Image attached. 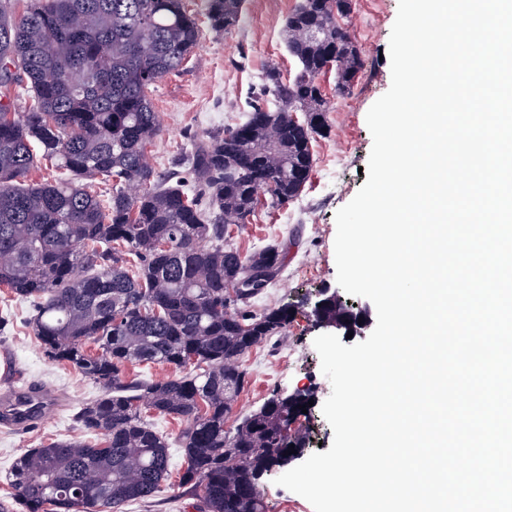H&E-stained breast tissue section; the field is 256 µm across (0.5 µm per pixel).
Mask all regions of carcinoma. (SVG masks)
I'll use <instances>...</instances> for the list:
<instances>
[{
    "label": "carcinoma",
    "mask_w": 512,
    "mask_h": 512,
    "mask_svg": "<svg viewBox=\"0 0 512 512\" xmlns=\"http://www.w3.org/2000/svg\"><path fill=\"white\" fill-rule=\"evenodd\" d=\"M350 0H303L284 36L301 69L272 67L245 119L194 143L159 174L147 148L160 135L150 98L200 43L185 0H0V286L30 302L28 324L48 360L103 389L76 413L99 442L53 441L16 458L13 498L0 512H121L172 478L170 444L150 417L186 422L178 483L201 512H264L260 481L306 445L295 428L311 395L272 391L232 430L224 423L246 384L239 359L288 325L286 307L251 310L280 274L285 252L244 255L230 227L259 206L303 191L314 136L326 129L317 79L336 70L350 92L364 59L336 13ZM241 0H206L224 33ZM26 86L23 112L2 102ZM68 177L28 182L37 159ZM112 183L106 203L88 190ZM129 363L166 366L131 378Z\"/></svg>",
    "instance_id": "cac0c4a2"
}]
</instances>
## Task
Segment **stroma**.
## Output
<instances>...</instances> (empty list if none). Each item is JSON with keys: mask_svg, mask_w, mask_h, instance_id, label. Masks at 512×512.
Wrapping results in <instances>:
<instances>
[{"mask_svg": "<svg viewBox=\"0 0 512 512\" xmlns=\"http://www.w3.org/2000/svg\"><path fill=\"white\" fill-rule=\"evenodd\" d=\"M297 0H243L240 18L229 33L216 34L204 17L202 0H188L198 19L201 39L183 67L156 82L151 93L163 132L148 148L155 171L171 168L173 160L189 150L191 140L215 129L238 123L247 99L256 91L269 67H278L284 77L299 70L290 55L284 28ZM348 30L365 60V66L350 94L337 95L334 72L320 77L326 104V133L312 141L313 168L301 195L285 206L260 210L251 224L232 232V241L242 253L277 245L286 253L280 275L254 299L255 311L286 307L291 312L281 335L252 347L241 358L247 383L237 396L228 418L236 425L258 409L272 391L286 394L312 391L309 407L311 443L307 452L296 454L302 463L308 454L330 449L333 430L322 413L331 384L321 371L314 340L324 329L316 323L307 298L323 289L336 291L351 314L376 322L374 304L349 295L337 283L334 241L335 215L349 203L368 176L372 136L367 112L391 85L389 40L399 0H352ZM338 172H330L333 162ZM9 310L11 324L0 330V401L25 386L45 389L53 405L37 425L17 428L0 422V498L11 493L10 473L15 459L31 448L55 440L81 436L74 415L86 401L100 396L99 386L73 367L49 361L26 323L29 302L13 297L0 287V311ZM281 469L262 478L265 512H314L300 495L277 485Z\"/></svg>", "mask_w": 512, "mask_h": 512, "instance_id": "stroma-1", "label": "stroma"}]
</instances>
